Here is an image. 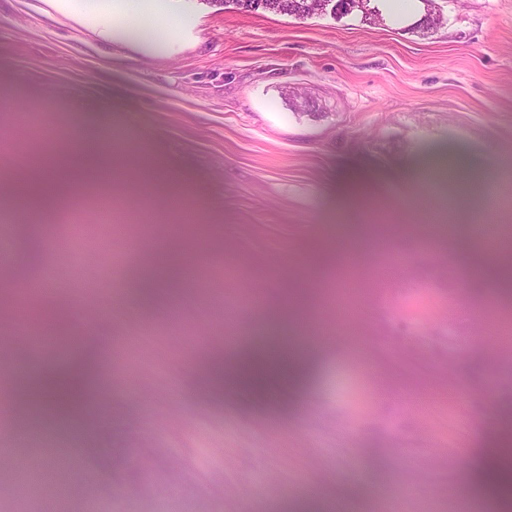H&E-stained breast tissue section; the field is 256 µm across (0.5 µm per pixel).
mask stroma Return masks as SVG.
<instances>
[{
  "label": "stroma",
  "mask_w": 512,
  "mask_h": 512,
  "mask_svg": "<svg viewBox=\"0 0 512 512\" xmlns=\"http://www.w3.org/2000/svg\"><path fill=\"white\" fill-rule=\"evenodd\" d=\"M435 6L445 23L427 31L422 0L377 24L218 0H0V183L28 151L122 131L130 156L164 161L213 255L198 287L139 301L85 340L79 361L112 420L72 428L85 454L54 500L36 448L0 423L21 461L0 470V512H495L476 485L500 446L487 425L512 436V357L473 337H512V289L469 262L486 255L484 225L512 249V202L460 208L434 177L451 158L486 185L512 174V0ZM131 7L174 33L144 46L122 31ZM77 195L84 210L28 229L0 288L46 267L58 302L111 288L126 243L103 247L100 196L146 254L180 221L144 177ZM73 224L85 252L49 253ZM346 241L357 252L340 281ZM391 255L408 263L377 284ZM310 281L303 380L233 381L246 351L291 335L269 313Z\"/></svg>",
  "instance_id": "obj_1"
}]
</instances>
